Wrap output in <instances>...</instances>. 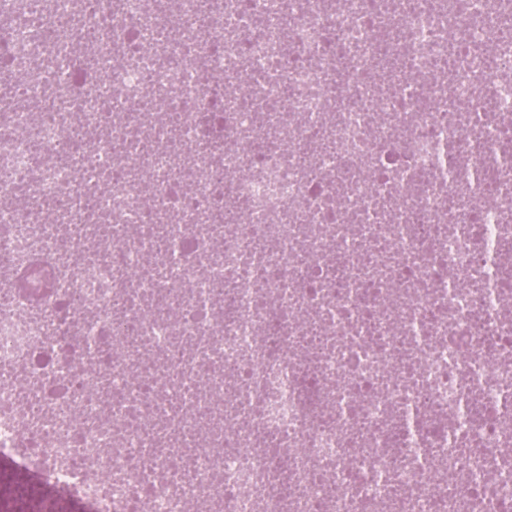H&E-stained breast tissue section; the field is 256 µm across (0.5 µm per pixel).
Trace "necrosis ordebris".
Segmentation results:
<instances>
[{
	"label": "necrosis or debris",
	"instance_id": "necrosis-or-debris-1",
	"mask_svg": "<svg viewBox=\"0 0 512 512\" xmlns=\"http://www.w3.org/2000/svg\"><path fill=\"white\" fill-rule=\"evenodd\" d=\"M169 6L0 0V459L68 512H512V0Z\"/></svg>",
	"mask_w": 512,
	"mask_h": 512
}]
</instances>
